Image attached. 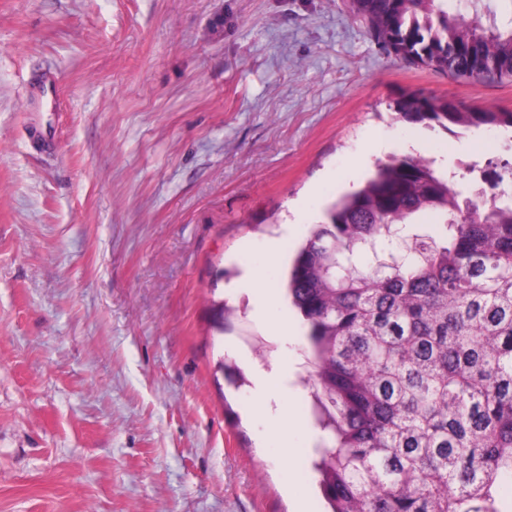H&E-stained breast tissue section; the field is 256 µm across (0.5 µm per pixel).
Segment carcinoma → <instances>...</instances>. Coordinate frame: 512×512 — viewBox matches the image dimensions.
Returning <instances> with one entry per match:
<instances>
[{
  "label": "carcinoma",
  "mask_w": 512,
  "mask_h": 512,
  "mask_svg": "<svg viewBox=\"0 0 512 512\" xmlns=\"http://www.w3.org/2000/svg\"><path fill=\"white\" fill-rule=\"evenodd\" d=\"M508 18L484 0H350L395 55L454 77L512 79ZM398 119L458 135L512 132V111L407 96ZM464 187L421 156L379 161L328 204L287 293L306 325L314 399L331 445L317 469L329 512H503L512 489V164L461 163ZM430 216L450 235L405 236L393 266L359 257Z\"/></svg>",
  "instance_id": "carcinoma-1"
}]
</instances>
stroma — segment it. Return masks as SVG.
Returning a JSON list of instances; mask_svg holds the SVG:
<instances>
[{"label":"stroma","mask_w":512,"mask_h":512,"mask_svg":"<svg viewBox=\"0 0 512 512\" xmlns=\"http://www.w3.org/2000/svg\"><path fill=\"white\" fill-rule=\"evenodd\" d=\"M418 93L512 111V81L405 62L349 0H0V512H323L310 439L278 448L252 372L312 414L279 285L375 141L456 172L512 140L396 119ZM285 383L284 368L279 363L271 365V369L266 371L259 368L256 375L257 398L262 406L268 411H272L269 394L273 387H283Z\"/></svg>","instance_id":"obj_1"}]
</instances>
